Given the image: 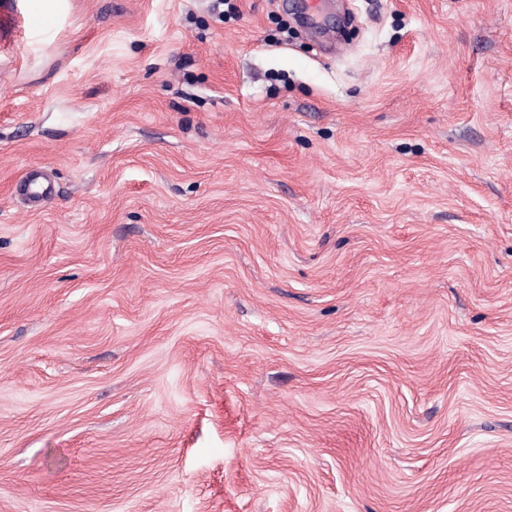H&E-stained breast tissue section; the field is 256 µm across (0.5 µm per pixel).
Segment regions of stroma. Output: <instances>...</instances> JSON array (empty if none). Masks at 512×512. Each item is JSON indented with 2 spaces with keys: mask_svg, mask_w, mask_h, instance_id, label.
I'll return each mask as SVG.
<instances>
[{
  "mask_svg": "<svg viewBox=\"0 0 512 512\" xmlns=\"http://www.w3.org/2000/svg\"><path fill=\"white\" fill-rule=\"evenodd\" d=\"M302 2L0 0V512H512V0Z\"/></svg>",
  "mask_w": 512,
  "mask_h": 512,
  "instance_id": "1",
  "label": "stroma"
}]
</instances>
